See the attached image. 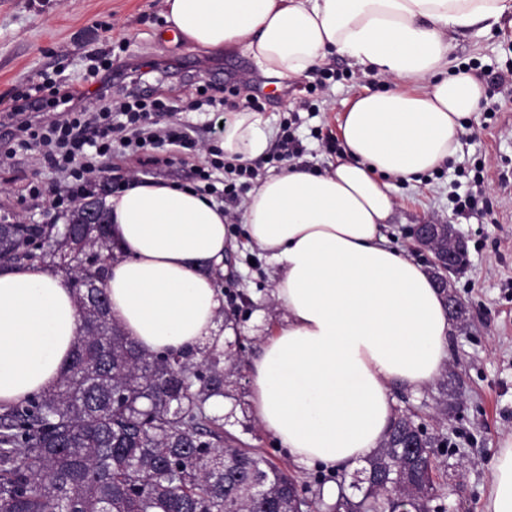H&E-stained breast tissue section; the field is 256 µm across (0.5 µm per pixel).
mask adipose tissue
<instances>
[{"mask_svg": "<svg viewBox=\"0 0 512 512\" xmlns=\"http://www.w3.org/2000/svg\"><path fill=\"white\" fill-rule=\"evenodd\" d=\"M166 33L233 48L286 83L341 55L393 82L357 95L339 125L343 153L320 173L298 166L249 194L242 235L276 268L286 323L250 363L259 423L304 466L353 471L395 417L393 386L418 390L448 358L441 292L383 232L393 179L418 181L453 158L485 86L450 57L453 34L512 28V0H164ZM263 113H229L227 158L262 156ZM120 256L109 316L147 353L195 348L222 318L215 275L227 235L221 206L189 188L135 183L107 202ZM79 328L75 298L34 263L0 269V403L59 379ZM488 512H512V439L493 465Z\"/></svg>", "mask_w": 512, "mask_h": 512, "instance_id": "obj_1", "label": "adipose tissue"}]
</instances>
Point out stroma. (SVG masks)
I'll return each mask as SVG.
<instances>
[{"label": "stroma", "mask_w": 512, "mask_h": 512, "mask_svg": "<svg viewBox=\"0 0 512 512\" xmlns=\"http://www.w3.org/2000/svg\"><path fill=\"white\" fill-rule=\"evenodd\" d=\"M162 13L161 0H0V110L9 106L14 88L40 73H55L71 83L81 81L96 25L103 21L113 23V40L129 39L127 57L176 66L174 77L161 80L151 74L143 87L176 97L183 120L196 127L200 140L209 138V116L190 110L196 94L185 77L254 86L261 111L275 129L296 101L310 98L318 113H302L296 131L304 148L297 163L309 169L325 170L336 158L312 137V128L337 130L342 112L356 95L391 87L390 82L370 80L361 68L338 55L328 61L339 76L329 90L308 94L306 87L315 79L311 72L277 86L239 51L205 53L161 38ZM60 46L67 49L66 57L57 56ZM451 56L459 64L477 60L502 70L512 68V30L491 37L473 31L454 35ZM481 164L487 170L482 200L472 212H453L448 184L455 170L464 169L470 178ZM510 170L512 89H505L486 93L463 132L459 152L439 175L399 184L397 207L386 229L396 249L426 267L433 255L418 248L412 237L415 225L431 221L452 225L468 250L467 265L452 277L453 290L467 313L453 324L445 366L420 390H392L397 412L414 413L416 422L447 442L438 458L439 470L448 480L447 512H486L494 457L502 441L512 437V183L501 178ZM37 178L46 182L50 175L30 153L0 166V217L20 215L36 224L50 223L54 212L48 202L31 199L27 193L28 183ZM224 267L219 287L245 297L239 308L228 305L224 311L233 317L235 334L244 339L243 359L248 362L267 335L285 322L286 312L273 298L277 274L242 239L226 252ZM251 397L250 374L245 371L233 375L224 396L210 399L208 408L221 416L227 433L261 449L288 473L314 481L321 468L300 465L289 457L260 425Z\"/></svg>", "instance_id": "stroma-1"}]
</instances>
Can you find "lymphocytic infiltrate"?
I'll return each instance as SVG.
<instances>
[{"label": "lymphocytic infiltrate", "instance_id": "f902f5d3", "mask_svg": "<svg viewBox=\"0 0 512 512\" xmlns=\"http://www.w3.org/2000/svg\"><path fill=\"white\" fill-rule=\"evenodd\" d=\"M112 52L109 45L90 51L91 58L102 61L91 73L94 92L46 77L33 92L15 93L5 115L13 132L0 144V161L20 153L40 154L56 183L48 191L40 183L30 184L29 194L38 198L50 193L58 220L98 194L102 161H111L116 170L133 161L144 165L168 145L177 147L183 162L192 163L196 192L239 201L238 181L256 178L257 168L224 161L223 151L204 148L192 127L177 118L178 107L168 97L131 87L113 90ZM41 112L53 113V120H38Z\"/></svg>", "mask_w": 512, "mask_h": 512}]
</instances>
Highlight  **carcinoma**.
<instances>
[{
  "label": "carcinoma",
  "mask_w": 512,
  "mask_h": 512,
  "mask_svg": "<svg viewBox=\"0 0 512 512\" xmlns=\"http://www.w3.org/2000/svg\"><path fill=\"white\" fill-rule=\"evenodd\" d=\"M83 209L63 228L0 224V267L39 263L61 270L82 324L70 360L48 390L0 404V512H321L319 492L261 451L224 432L206 405L224 395L216 352L144 353L110 322L98 273L118 258L108 227ZM414 440L419 450L405 447ZM439 440L397 416L345 479L330 512H445L448 483L433 480ZM437 505H432V502Z\"/></svg>",
  "instance_id": "carcinoma-1"
}]
</instances>
